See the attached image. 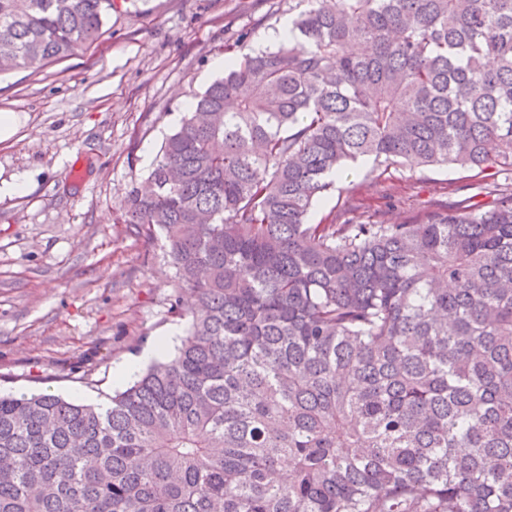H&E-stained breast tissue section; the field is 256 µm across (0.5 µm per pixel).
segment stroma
I'll return each mask as SVG.
<instances>
[{"label":"stroma","mask_w":512,"mask_h":512,"mask_svg":"<svg viewBox=\"0 0 512 512\" xmlns=\"http://www.w3.org/2000/svg\"><path fill=\"white\" fill-rule=\"evenodd\" d=\"M296 0H121L99 39L74 55L0 75V391L82 403L118 392L114 370L169 332L174 271L159 241L123 224L121 203L152 167L187 103L220 78L225 45L256 49ZM486 181L453 166L377 178L350 166L314 204L313 224H393L485 201Z\"/></svg>","instance_id":"1"}]
</instances>
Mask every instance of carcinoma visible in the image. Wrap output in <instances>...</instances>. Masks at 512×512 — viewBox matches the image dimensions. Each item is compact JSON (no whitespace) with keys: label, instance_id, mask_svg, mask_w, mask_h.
<instances>
[{"label":"carcinoma","instance_id":"carcinoma-1","mask_svg":"<svg viewBox=\"0 0 512 512\" xmlns=\"http://www.w3.org/2000/svg\"><path fill=\"white\" fill-rule=\"evenodd\" d=\"M301 2L125 192L186 336L104 403L0 393V512H512V197L307 220L364 158L512 176V0ZM112 9L0 0V74Z\"/></svg>","mask_w":512,"mask_h":512}]
</instances>
